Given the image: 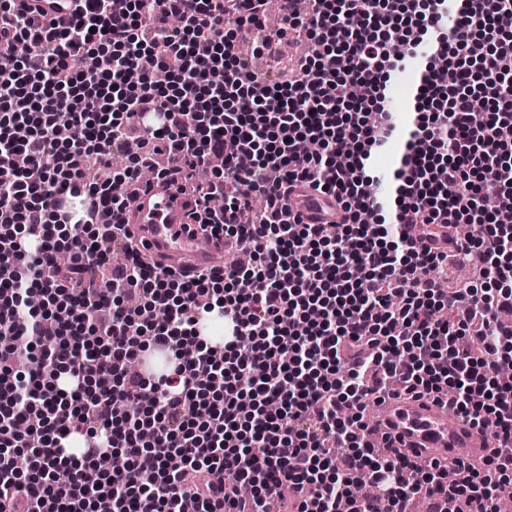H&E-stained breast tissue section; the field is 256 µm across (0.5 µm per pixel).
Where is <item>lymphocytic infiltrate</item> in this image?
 Wrapping results in <instances>:
<instances>
[{
    "label": "lymphocytic infiltrate",
    "instance_id": "lymphocytic-infiltrate-1",
    "mask_svg": "<svg viewBox=\"0 0 512 512\" xmlns=\"http://www.w3.org/2000/svg\"><path fill=\"white\" fill-rule=\"evenodd\" d=\"M80 0L41 23L0 0V512H499L512 483V0ZM306 39L300 78L253 61ZM426 54L418 115L394 173V223L369 161L392 132L387 89L406 56ZM152 152H130L132 133ZM319 143L300 153L301 141ZM197 205L204 235L251 252L245 267L193 274L133 248L125 189L154 155ZM122 156L109 180L90 176ZM222 157L199 187L195 171ZM94 199L67 214L59 197ZM474 224L477 235L457 228ZM73 255L55 277L60 242ZM464 288H442L449 258ZM141 299L125 305L128 294ZM161 308L165 320L151 312ZM220 310L223 346L204 343ZM166 351L162 375H128ZM105 379L95 394L88 378ZM389 393L437 394L493 452L442 462L380 455L365 410ZM136 414L118 417L117 402ZM108 455L96 483H52L63 442ZM34 463L22 481L15 448ZM368 474L369 498L355 496Z\"/></svg>",
    "mask_w": 512,
    "mask_h": 512
}]
</instances>
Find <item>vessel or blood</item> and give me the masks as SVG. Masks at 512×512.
<instances>
[{"mask_svg":"<svg viewBox=\"0 0 512 512\" xmlns=\"http://www.w3.org/2000/svg\"><path fill=\"white\" fill-rule=\"evenodd\" d=\"M77 3L37 0L36 6L49 17L65 19L74 13ZM192 208L186 196L156 181L136 187L125 215L136 226L141 251L159 265L171 263L196 272L223 268L224 243L203 240L190 217ZM367 439L384 448L400 446L416 461L445 460L462 452L478 459L487 453L480 430L432 396L392 398L377 405L375 418L368 421Z\"/></svg>","mask_w":512,"mask_h":512,"instance_id":"obj_1","label":"vessel or blood"}]
</instances>
